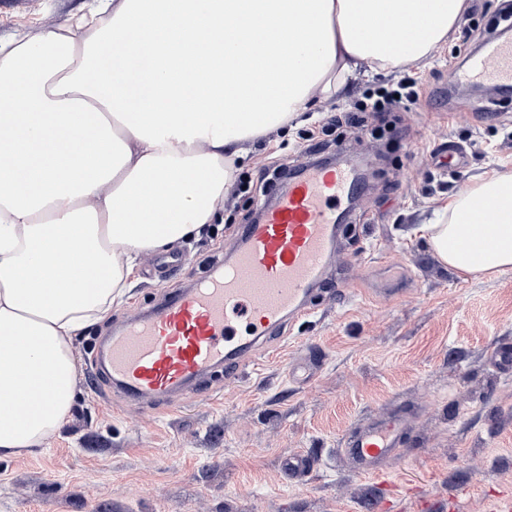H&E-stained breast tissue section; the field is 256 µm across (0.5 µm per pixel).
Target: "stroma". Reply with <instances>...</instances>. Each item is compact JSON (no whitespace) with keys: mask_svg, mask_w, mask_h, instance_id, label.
I'll return each instance as SVG.
<instances>
[{"mask_svg":"<svg viewBox=\"0 0 512 512\" xmlns=\"http://www.w3.org/2000/svg\"><path fill=\"white\" fill-rule=\"evenodd\" d=\"M88 8L9 0L0 42L74 29ZM475 49L455 38L421 68L359 77L297 127L259 142L240 175L309 160V134L368 92L406 76L422 91L410 109L345 128L326 151L365 160L368 181L339 238L348 267L315 290L312 313L235 380L136 411L92 371L95 343L224 259L278 184L229 187L223 222L179 245L183 266L158 276L154 256H143L124 303L74 341L78 391L64 426L34 453L0 459V512H380L387 498L395 512H417L421 500L451 497L460 512H495L500 495H512V373L490 355L512 347V271L464 278L433 258L421 230L461 185L512 171V96L448 89L449 70ZM305 353L316 374L289 379ZM392 411L413 415L403 452L384 463L385 480L357 474L336 453L341 438ZM291 454L310 458L305 475L284 471Z\"/></svg>","mask_w":512,"mask_h":512,"instance_id":"1","label":"stroma"}]
</instances>
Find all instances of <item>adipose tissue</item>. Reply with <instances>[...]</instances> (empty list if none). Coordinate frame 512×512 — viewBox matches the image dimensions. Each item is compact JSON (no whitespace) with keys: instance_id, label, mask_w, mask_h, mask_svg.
<instances>
[{"instance_id":"ef3b65f1","label":"adipose tissue","mask_w":512,"mask_h":512,"mask_svg":"<svg viewBox=\"0 0 512 512\" xmlns=\"http://www.w3.org/2000/svg\"><path fill=\"white\" fill-rule=\"evenodd\" d=\"M467 0H93L84 35L0 45V458L42 447L75 403L73 342L136 258L216 223L240 160L359 75L426 60ZM495 203L492 246L460 216ZM427 225L464 276L512 270V172Z\"/></svg>"}]
</instances>
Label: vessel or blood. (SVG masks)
I'll use <instances>...</instances> for the list:
<instances>
[{"label": "vessel or blood", "instance_id": "vessel-or-blood-1", "mask_svg": "<svg viewBox=\"0 0 512 512\" xmlns=\"http://www.w3.org/2000/svg\"><path fill=\"white\" fill-rule=\"evenodd\" d=\"M475 81L512 85V38L486 31L468 66L448 76L456 88ZM360 191L352 163L301 164L273 202L261 205L229 260L99 343L95 372L137 408L152 398L177 403L219 369L225 378L239 376L287 323L310 314L309 297L339 260L338 238ZM492 212L491 201L473 202L465 220L481 233L468 248L491 244ZM411 424L406 412L369 418L344 437L340 454L359 474L379 475L400 454Z\"/></svg>", "mask_w": 512, "mask_h": 512}]
</instances>
